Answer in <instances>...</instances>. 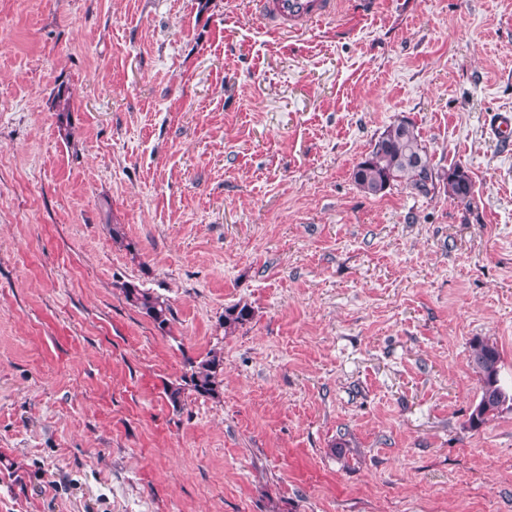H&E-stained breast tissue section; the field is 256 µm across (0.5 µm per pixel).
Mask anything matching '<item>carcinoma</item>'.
I'll use <instances>...</instances> for the list:
<instances>
[{"label":"carcinoma","mask_w":512,"mask_h":512,"mask_svg":"<svg viewBox=\"0 0 512 512\" xmlns=\"http://www.w3.org/2000/svg\"><path fill=\"white\" fill-rule=\"evenodd\" d=\"M434 169L415 123L401 118L391 123L372 144L371 149L353 171L355 183L370 195L386 191L394 182H403L413 194L427 196L437 189L430 172ZM448 197L470 208L473 199L468 171L457 165L443 178ZM125 300L147 317L161 334L170 332L173 313L160 295L132 283L121 285ZM251 307L236 303L224 308V332L229 333L248 323ZM472 363L482 382V394L468 418L469 426L478 428L505 408L512 409V392L500 378V352L493 342L481 341L474 346ZM223 384V357L211 350L199 361L189 363L179 379L165 388V395L176 410L185 398L194 395L207 399L220 396Z\"/></svg>","instance_id":"obj_1"}]
</instances>
